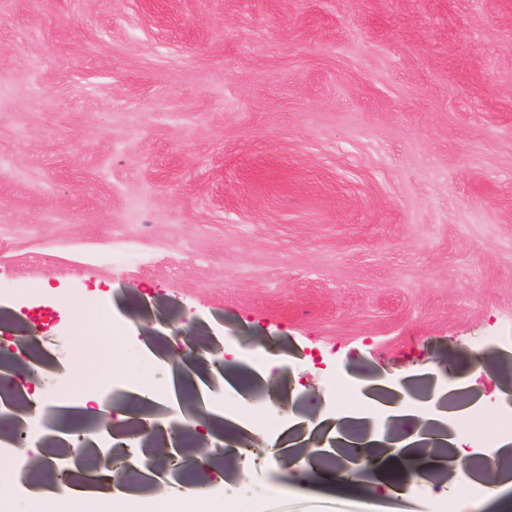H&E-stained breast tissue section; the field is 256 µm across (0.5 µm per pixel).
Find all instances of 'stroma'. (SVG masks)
<instances>
[{"label":"stroma","mask_w":512,"mask_h":512,"mask_svg":"<svg viewBox=\"0 0 512 512\" xmlns=\"http://www.w3.org/2000/svg\"><path fill=\"white\" fill-rule=\"evenodd\" d=\"M130 238L141 265L78 257ZM145 303L280 340L305 418L512 350V0H0V308L100 367L74 337L108 304L141 355ZM471 391L511 414L512 368ZM281 418L212 500L353 512L264 454ZM483 497L452 471L408 500Z\"/></svg>","instance_id":"obj_1"}]
</instances>
